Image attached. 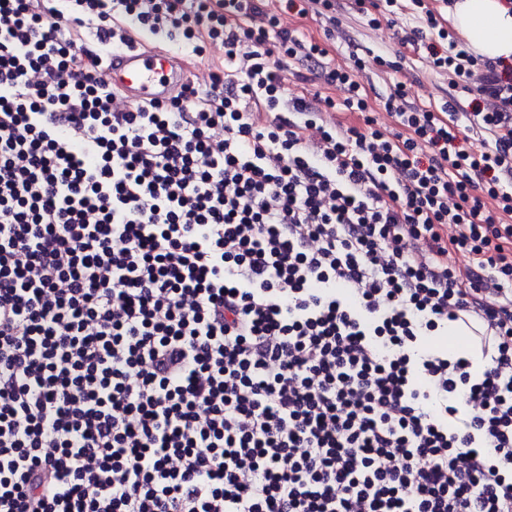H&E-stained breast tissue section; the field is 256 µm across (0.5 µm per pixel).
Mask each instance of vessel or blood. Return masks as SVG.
<instances>
[{
	"mask_svg": "<svg viewBox=\"0 0 512 512\" xmlns=\"http://www.w3.org/2000/svg\"><path fill=\"white\" fill-rule=\"evenodd\" d=\"M110 60L107 77L127 104L166 98L190 80L182 60L170 49L145 44L116 48Z\"/></svg>",
	"mask_w": 512,
	"mask_h": 512,
	"instance_id": "obj_1",
	"label": "vessel or blood"
}]
</instances>
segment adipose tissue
<instances>
[{
    "instance_id": "adipose-tissue-1",
    "label": "adipose tissue",
    "mask_w": 512,
    "mask_h": 512,
    "mask_svg": "<svg viewBox=\"0 0 512 512\" xmlns=\"http://www.w3.org/2000/svg\"><path fill=\"white\" fill-rule=\"evenodd\" d=\"M451 15L475 54L512 60V0H456Z\"/></svg>"
}]
</instances>
